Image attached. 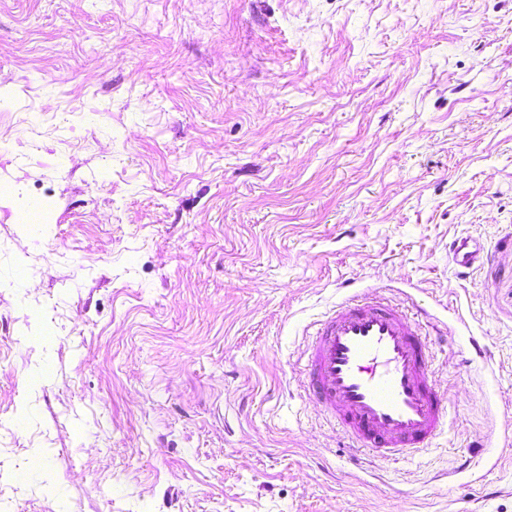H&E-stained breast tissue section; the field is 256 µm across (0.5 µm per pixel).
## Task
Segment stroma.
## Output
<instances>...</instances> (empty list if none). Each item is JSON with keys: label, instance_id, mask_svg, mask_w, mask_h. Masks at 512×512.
<instances>
[{"label": "stroma", "instance_id": "35a3bbf8", "mask_svg": "<svg viewBox=\"0 0 512 512\" xmlns=\"http://www.w3.org/2000/svg\"><path fill=\"white\" fill-rule=\"evenodd\" d=\"M0 189V512H512V0H0ZM350 287L436 446L300 388ZM449 255L460 275L468 277L475 265L484 259V249L468 237H459L451 242ZM301 384L355 448L384 458L430 447L448 407L432 371L433 338L374 292L347 295L314 322Z\"/></svg>", "mask_w": 512, "mask_h": 512}]
</instances>
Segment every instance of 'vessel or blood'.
Wrapping results in <instances>:
<instances>
[{
	"label": "vessel or blood",
	"instance_id": "1",
	"mask_svg": "<svg viewBox=\"0 0 512 512\" xmlns=\"http://www.w3.org/2000/svg\"><path fill=\"white\" fill-rule=\"evenodd\" d=\"M449 255L466 277L484 250L459 237ZM432 344L422 324L386 297L356 291L314 322L302 386L354 447L384 458L410 455L430 447L447 424Z\"/></svg>",
	"mask_w": 512,
	"mask_h": 512
}]
</instances>
